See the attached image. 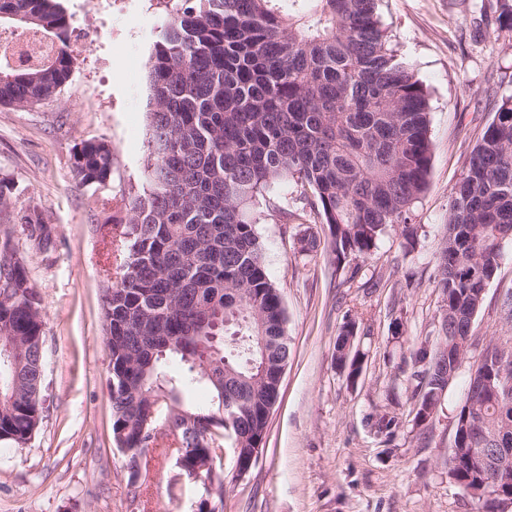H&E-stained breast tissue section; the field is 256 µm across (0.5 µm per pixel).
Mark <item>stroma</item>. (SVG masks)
Instances as JSON below:
<instances>
[{
	"mask_svg": "<svg viewBox=\"0 0 512 512\" xmlns=\"http://www.w3.org/2000/svg\"><path fill=\"white\" fill-rule=\"evenodd\" d=\"M70 17L75 68L53 97L0 106V179L8 187L0 233L39 212L51 225L48 250L17 253L41 299L42 420L22 446L0 444V512H198L199 483L171 486L174 458L146 450L139 487L112 438L109 356L101 306L111 235L104 217L124 219V196L139 184L148 140L147 59L174 0H61ZM383 23L426 85L432 160L429 185L412 216L417 246L405 251L388 228L344 282L325 253L295 255L297 225L268 220L256 230L266 272L281 290L291 357L263 443L250 470L223 462L218 512H479L448 477L450 416L467 394L462 366L427 425L412 418V353L441 314L435 288L451 193L502 98L512 95V31L498 0H383ZM497 52H490V44ZM111 144L112 179L101 189L73 175L81 142ZM512 285V240L504 241L472 323L479 341L504 333L500 293ZM356 321L362 375L336 367L345 318ZM402 414L384 445L372 413Z\"/></svg>",
	"mask_w": 512,
	"mask_h": 512,
	"instance_id": "stroma-1",
	"label": "stroma"
}]
</instances>
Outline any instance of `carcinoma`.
Returning a JSON list of instances; mask_svg holds the SVG:
<instances>
[{"instance_id":"1","label":"carcinoma","mask_w":512,"mask_h":512,"mask_svg":"<svg viewBox=\"0 0 512 512\" xmlns=\"http://www.w3.org/2000/svg\"><path fill=\"white\" fill-rule=\"evenodd\" d=\"M160 26L148 60L147 156L126 218L112 233L125 255L103 288L111 319L109 387L113 441L128 457L177 443L194 449L192 470L222 499L226 433L250 463L262 444L291 350L279 289L269 279L256 225L274 214L328 228L327 248L353 282L348 258L373 252L387 227L408 225L431 167L428 92L398 53L377 12L378 0H181ZM39 34L52 53L39 62L0 64V105L26 107L68 83L70 18L60 0H0V20ZM112 146L83 141L74 173L104 187ZM22 223L42 249L51 228L36 211ZM512 239V97L502 101L455 187L437 253L441 327L435 347L420 342L414 425L440 406L450 380L472 352L473 316L483 306L502 243ZM307 226L300 256L318 252ZM19 298L0 300L15 359H0V441H28L42 411L44 322L24 263L12 270ZM356 321L336 338V365L354 384L362 355ZM496 351L485 347L469 374L465 403L453 416L448 476L480 490L495 512L498 487L484 482L478 449L512 444V390L499 388ZM205 386L210 404L184 401ZM164 420L166 433L157 430ZM390 443L395 413L369 417Z\"/></svg>"}]
</instances>
